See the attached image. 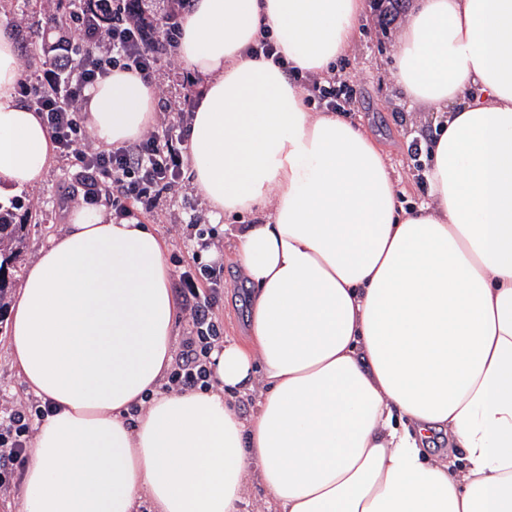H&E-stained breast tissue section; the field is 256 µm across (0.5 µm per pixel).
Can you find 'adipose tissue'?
Instances as JSON below:
<instances>
[{"instance_id": "1", "label": "adipose tissue", "mask_w": 512, "mask_h": 512, "mask_svg": "<svg viewBox=\"0 0 512 512\" xmlns=\"http://www.w3.org/2000/svg\"><path fill=\"white\" fill-rule=\"evenodd\" d=\"M364 0H194L179 53L201 81L189 137L209 215L252 290L211 384L168 391L176 304L156 228L76 209L27 268L9 353L34 425L20 512H512V0H415L392 58L432 113L426 198L379 141L316 112L246 53L269 37L330 75ZM0 31V183L43 182L54 146ZM97 144L139 139L152 84L113 69L82 104ZM250 404L242 412L238 399ZM135 422H128L131 411ZM463 458L431 452L436 436Z\"/></svg>"}]
</instances>
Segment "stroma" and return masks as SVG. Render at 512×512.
Returning a JSON list of instances; mask_svg holds the SVG:
<instances>
[{"instance_id":"35a3bbf8","label":"stroma","mask_w":512,"mask_h":512,"mask_svg":"<svg viewBox=\"0 0 512 512\" xmlns=\"http://www.w3.org/2000/svg\"><path fill=\"white\" fill-rule=\"evenodd\" d=\"M35 17L27 8H20L11 16L0 15V28L14 36L23 71L40 74L46 68L34 46L26 43L20 28L33 26ZM397 25L382 26L376 21L373 8H366L359 26L354 48L337 64L339 73L355 74L357 91L346 105L351 117L378 134L395 168L406 203L419 202L421 186L418 177L423 164L412 154L409 146L415 139V130L403 102L394 76L389 69L396 46ZM158 105H169L180 100L187 91L199 90L200 79L184 64L174 58L171 66L153 82ZM74 169L61 155H54L42 184L20 190L25 206L30 207L33 219L29 231L26 261H33L40 248L68 223L74 208L67 198ZM132 218L140 224L157 228L167 246L168 261L173 275H180L193 267L196 243L190 238L188 224L197 216H207L208 208L201 195L183 177L178 190L162 193L154 207L134 205ZM231 239L230 230L215 224L213 242L222 251L217 260L224 278V288L216 298L214 320L221 335L238 336L245 318L246 287L238 266L224 246Z\"/></svg>"}]
</instances>
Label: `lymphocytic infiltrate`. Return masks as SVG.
Instances as JSON below:
<instances>
[{
	"label": "lymphocytic infiltrate",
	"mask_w": 512,
	"mask_h": 512,
	"mask_svg": "<svg viewBox=\"0 0 512 512\" xmlns=\"http://www.w3.org/2000/svg\"><path fill=\"white\" fill-rule=\"evenodd\" d=\"M111 5L112 0H97L94 9H83L72 16L83 40L94 47L89 56L76 64L50 65L41 74L26 76L23 85L31 93L33 104L60 154L73 158L79 193L87 200L111 193L116 215L127 217L131 214V204L152 205L156 193L179 186L185 142L181 130L189 125L196 99L194 94L185 95L179 106L177 126L164 132H147L132 145L108 151L86 144L79 112L88 86L117 67L136 71L148 80L162 70L163 55L150 48L154 34L141 24L132 0H125L123 14L113 21L111 28H100L98 13ZM303 82L317 98L319 107L328 112L341 111L340 97H352L357 85L356 78L349 74L327 80L307 76ZM215 274V267L205 265L179 276L182 306L189 314L190 323L169 377V389L208 385L209 353L219 340V331L210 317L211 297L201 293L198 282L203 278L213 279ZM44 414L37 402L0 405V478L24 468L32 421Z\"/></svg>",
	"instance_id": "f902f5d3"
}]
</instances>
